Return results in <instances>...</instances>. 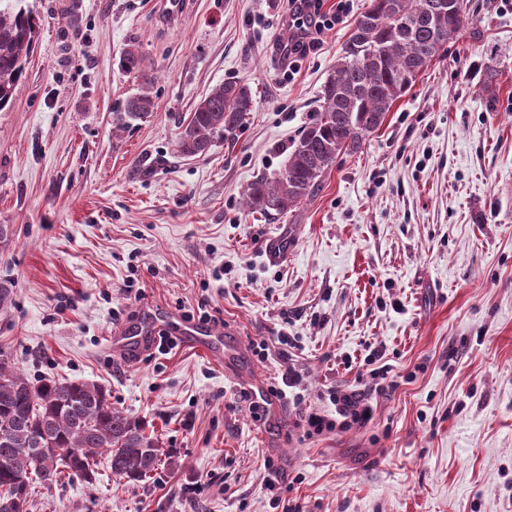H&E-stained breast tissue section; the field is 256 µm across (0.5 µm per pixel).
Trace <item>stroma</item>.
<instances>
[{"instance_id":"35a3bbf8","label":"stroma","mask_w":512,"mask_h":512,"mask_svg":"<svg viewBox=\"0 0 512 512\" xmlns=\"http://www.w3.org/2000/svg\"><path fill=\"white\" fill-rule=\"evenodd\" d=\"M156 2L28 0L34 49L0 111V360L102 385L172 460L139 482L100 462L30 512H275V494L305 512H512V0H466L467 27L361 149L274 216L246 189L283 170L369 0L291 80L274 50L288 0H180L168 20ZM132 43L145 75L118 65ZM230 80L255 99L235 139L180 156L193 108ZM144 91L154 112L115 129ZM201 304L232 334L234 377L189 345L112 341ZM381 366L395 386L369 425H300L297 396L333 415L331 394ZM285 375L283 408L240 390Z\"/></svg>"}]
</instances>
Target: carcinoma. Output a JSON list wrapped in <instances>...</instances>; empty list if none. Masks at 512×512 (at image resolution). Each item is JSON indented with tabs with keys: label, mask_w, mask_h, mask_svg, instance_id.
Returning a JSON list of instances; mask_svg holds the SVG:
<instances>
[{
	"label": "carcinoma",
	"mask_w": 512,
	"mask_h": 512,
	"mask_svg": "<svg viewBox=\"0 0 512 512\" xmlns=\"http://www.w3.org/2000/svg\"><path fill=\"white\" fill-rule=\"evenodd\" d=\"M24 0L0 9V110L15 99L36 34L33 11ZM425 0H371L367 9L378 23L358 19L344 54L322 86L321 109L288 147L283 171L252 182L245 194L251 213L284 214L308 198L322 175L342 152L361 148L364 136L378 128L391 105L448 43V13L428 23L415 22L404 36L391 32L396 13L412 19ZM121 68L139 73L140 51L127 48ZM254 107L251 87L241 81L215 85L191 113L177 141L184 157L203 155L214 140L235 138ZM154 109L152 97L140 93L117 113L121 127L142 120ZM0 512H29L35 485L79 476L90 482L98 456L106 454L112 474L147 481L159 469L164 450L145 433L143 422L112 406L100 385L68 378L31 381L0 361Z\"/></svg>",
	"instance_id": "1"
}]
</instances>
